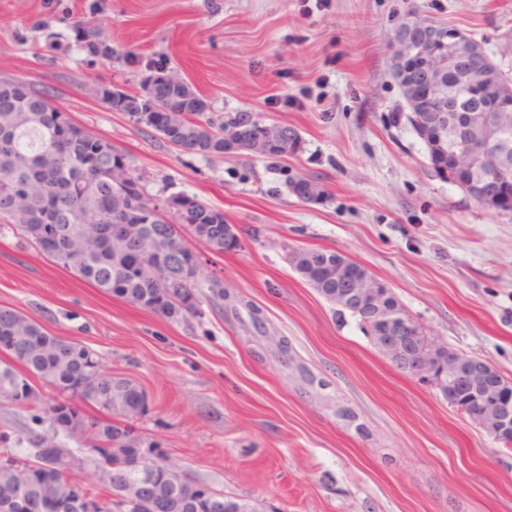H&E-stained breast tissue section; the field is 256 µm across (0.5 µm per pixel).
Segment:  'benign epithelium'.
<instances>
[{
	"label": "benign epithelium",
	"instance_id": "benign-epithelium-1",
	"mask_svg": "<svg viewBox=\"0 0 512 512\" xmlns=\"http://www.w3.org/2000/svg\"><path fill=\"white\" fill-rule=\"evenodd\" d=\"M393 70L411 112L424 111L430 101L448 102L451 92L445 75L457 54L469 51V38L442 24L402 23L393 32ZM469 112H482L479 137L483 148L501 144L502 122L494 113L503 111L493 99L477 94ZM251 142L269 151L267 141L235 129L224 140L232 148ZM336 304L377 327L373 337L379 351L402 372L433 384L448 402L478 424L505 448L512 447V381L487 362L462 353H449L433 346L424 336L419 321L399 304L392 288L370 272L361 274L342 264L336 271ZM155 471L146 467L141 479L113 495L115 502L127 503L138 496L143 483L153 480ZM77 512H100L101 501L87 493L85 486H72Z\"/></svg>",
	"mask_w": 512,
	"mask_h": 512
}]
</instances>
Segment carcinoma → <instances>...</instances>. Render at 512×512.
Returning <instances> with one entry per match:
<instances>
[{"instance_id": "carcinoma-1", "label": "carcinoma", "mask_w": 512, "mask_h": 512, "mask_svg": "<svg viewBox=\"0 0 512 512\" xmlns=\"http://www.w3.org/2000/svg\"><path fill=\"white\" fill-rule=\"evenodd\" d=\"M78 49L91 61L109 65L139 66L145 72L141 91L124 92L105 86L101 100L112 109L136 118L140 127L158 133L173 147L204 156H224V134L234 127L253 128V116L243 112L226 120L206 112L204 101L179 74L152 60L142 61L118 53L103 30L89 21L73 22ZM483 57L473 53L448 72V86L460 100L472 101V90L460 81L463 72L478 67ZM486 72L500 80L497 95L512 108V80L495 64ZM65 113L49 102V94L26 82L0 79V223L8 224L25 244L108 294L142 309L177 320L197 312L195 291L202 280L195 276L189 251L190 240L202 241L214 254H222L224 213L197 200L172 196L167 205L172 218L144 223L136 214L131 190L100 178L99 168L109 169L113 181L126 176L141 186V177L116 153L112 143L88 136L61 141L55 137L57 122ZM499 158H483V166L471 172L452 171L454 180L469 184L470 197L478 203L512 209V185L488 184L487 171ZM291 190L308 186L316 200L324 189L314 179L286 177ZM147 256L150 267L143 273H128L130 253ZM285 261L330 304H336V263L345 258L333 251L295 248L285 251ZM49 388L53 397L45 402L35 385ZM140 389L131 380L103 370L89 348L49 334L44 326L21 311L0 308V397L38 410L28 443L33 457L53 463L65 440L85 445L93 466L111 471L109 487L140 476L142 435L134 423L142 408ZM165 465L158 469L151 493L163 494L169 474L182 468L180 462L161 451ZM30 457L6 455L0 460V512H25L17 507L20 485L38 500L43 512H55L65 494V483L57 471L43 468L27 475L13 463ZM52 474L57 487L46 486ZM179 494L182 512H208L193 486Z\"/></svg>"}]
</instances>
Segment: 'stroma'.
<instances>
[{
    "mask_svg": "<svg viewBox=\"0 0 512 512\" xmlns=\"http://www.w3.org/2000/svg\"><path fill=\"white\" fill-rule=\"evenodd\" d=\"M0 0V77L109 141L146 194L223 212L240 245L198 241L197 314L173 321L88 284L0 233V307L97 352L148 397L139 421L194 477L272 512H512V452L432 385L394 367L285 262L286 248L342 252L385 281L429 341L512 380V210L437 176L407 121L392 35L426 18L482 41L512 76V0ZM178 73L216 116L252 113L301 137L271 162L177 149L101 101L138 89L131 66L90 63L72 20ZM69 50L35 53L36 20ZM326 188L297 198L286 173Z\"/></svg>",
    "mask_w": 512,
    "mask_h": 512,
    "instance_id": "stroma-1",
    "label": "stroma"
}]
</instances>
